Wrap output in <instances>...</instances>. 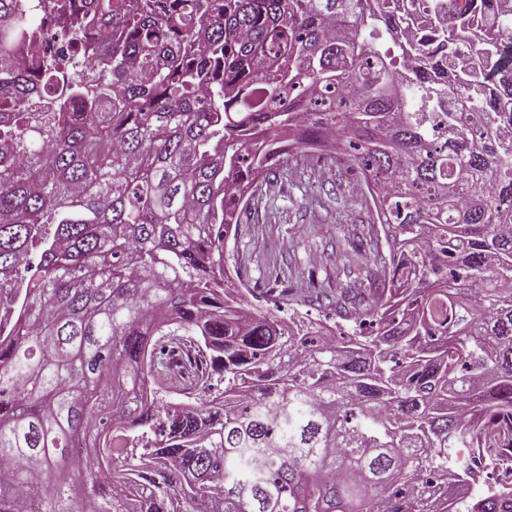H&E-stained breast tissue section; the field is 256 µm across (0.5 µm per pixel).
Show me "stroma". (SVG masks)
I'll return each mask as SVG.
<instances>
[{"mask_svg":"<svg viewBox=\"0 0 512 512\" xmlns=\"http://www.w3.org/2000/svg\"><path fill=\"white\" fill-rule=\"evenodd\" d=\"M273 208L254 204L243 212L224 249L229 272H243L256 313L274 311L282 290L309 321L327 326L336 310L319 305L311 284L336 294L363 281L366 261L354 241L370 216L350 175L324 153L290 159L270 186Z\"/></svg>","mask_w":512,"mask_h":512,"instance_id":"1","label":"stroma"}]
</instances>
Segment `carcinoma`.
<instances>
[{
  "mask_svg": "<svg viewBox=\"0 0 512 512\" xmlns=\"http://www.w3.org/2000/svg\"><path fill=\"white\" fill-rule=\"evenodd\" d=\"M316 135L389 247L337 336L224 267ZM13 272L0 512H512V0H0Z\"/></svg>",
  "mask_w": 512,
  "mask_h": 512,
  "instance_id": "obj_1",
  "label": "carcinoma"
}]
</instances>
